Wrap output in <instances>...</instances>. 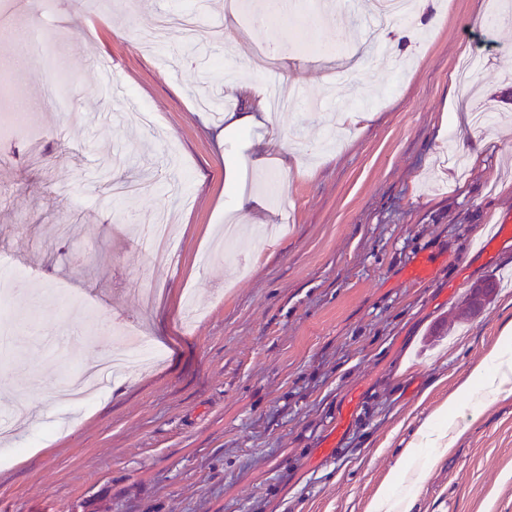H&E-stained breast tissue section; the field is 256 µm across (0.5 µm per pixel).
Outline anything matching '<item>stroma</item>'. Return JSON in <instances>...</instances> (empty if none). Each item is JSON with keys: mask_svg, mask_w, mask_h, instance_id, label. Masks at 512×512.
I'll return each instance as SVG.
<instances>
[{"mask_svg": "<svg viewBox=\"0 0 512 512\" xmlns=\"http://www.w3.org/2000/svg\"><path fill=\"white\" fill-rule=\"evenodd\" d=\"M49 27L77 111L47 102L27 43L0 34L13 98L37 136L0 140V260L12 269L0 320L37 297V333L0 356V512H374L407 448L423 454L412 512H512V393L485 396L474 368L512 328V245L478 257L512 217V0H416L410 23L371 37L374 0H296L265 29L224 0H0ZM199 13L220 40L181 32L146 50L161 14ZM475 57L460 77L458 64ZM107 63L122 94L102 85ZM254 64L289 106L231 135L245 106L225 70ZM494 104L486 125L471 117ZM251 170L236 208L225 172ZM174 214L155 267L134 225ZM427 259L429 280L412 281ZM499 280L476 317L470 287ZM162 363L108 378L89 404L30 385L60 381L132 336ZM357 416L319 449L345 398ZM451 428L438 448L431 426Z\"/></svg>", "mask_w": 512, "mask_h": 512, "instance_id": "stroma-1", "label": "stroma"}]
</instances>
